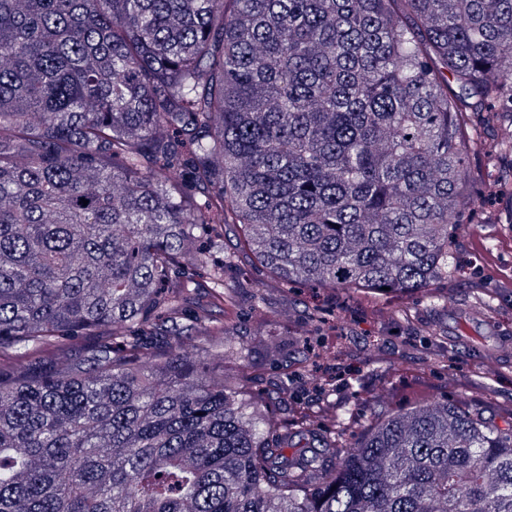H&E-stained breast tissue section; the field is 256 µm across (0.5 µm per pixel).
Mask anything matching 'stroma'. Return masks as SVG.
Masks as SVG:
<instances>
[{"label":"stroma","instance_id":"1","mask_svg":"<svg viewBox=\"0 0 512 512\" xmlns=\"http://www.w3.org/2000/svg\"><path fill=\"white\" fill-rule=\"evenodd\" d=\"M512 224L455 228L457 272L431 298L386 294L368 298L307 283L285 287L238 249V231L224 229V272L239 284V308L228 316L248 346L246 365L225 370L247 377L275 426L292 420L298 403L311 410L313 433L336 431L335 410L360 429L376 407L400 409L431 398H464L490 407L498 424L512 421V250L502 241ZM297 338L288 355L271 358L282 335ZM312 433V435H313ZM292 435L293 448L313 447Z\"/></svg>","mask_w":512,"mask_h":512}]
</instances>
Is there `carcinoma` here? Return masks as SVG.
Listing matches in <instances>:
<instances>
[{"instance_id": "cac0c4a2", "label": "carcinoma", "mask_w": 512, "mask_h": 512, "mask_svg": "<svg viewBox=\"0 0 512 512\" xmlns=\"http://www.w3.org/2000/svg\"><path fill=\"white\" fill-rule=\"evenodd\" d=\"M512 0H0V512H512V421L374 412L288 455L224 225L285 284L430 296L509 173ZM88 200L83 204L81 199Z\"/></svg>"}]
</instances>
